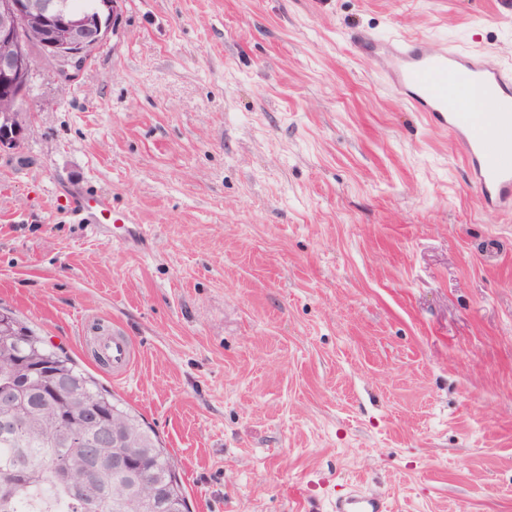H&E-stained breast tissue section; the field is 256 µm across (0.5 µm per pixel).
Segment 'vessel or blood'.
I'll return each mask as SVG.
<instances>
[{"instance_id":"obj_1","label":"vessel or blood","mask_w":512,"mask_h":512,"mask_svg":"<svg viewBox=\"0 0 512 512\" xmlns=\"http://www.w3.org/2000/svg\"><path fill=\"white\" fill-rule=\"evenodd\" d=\"M355 41L361 51L386 55L388 74L401 98L447 129L461 147L479 207L512 211V67L486 53L448 47L435 51L415 37L359 35ZM476 90L482 93L478 113L468 107ZM70 209L97 232L116 221L112 203L103 195L78 197ZM98 349L109 360L113 378L131 371L136 355L128 337H100ZM335 512H383V504L354 494L337 499Z\"/></svg>"}]
</instances>
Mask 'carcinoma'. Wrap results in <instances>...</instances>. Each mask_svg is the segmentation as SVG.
<instances>
[{
  "label": "carcinoma",
  "mask_w": 512,
  "mask_h": 512,
  "mask_svg": "<svg viewBox=\"0 0 512 512\" xmlns=\"http://www.w3.org/2000/svg\"><path fill=\"white\" fill-rule=\"evenodd\" d=\"M10 332L0 335V385L9 383L21 400L7 413L23 420L16 430H0V512H18V500L32 512H117L113 477L102 473L87 482L88 461L72 436L95 437L101 424L132 425L141 436L139 466L167 492L161 512L189 510L176 481L177 463L159 443L153 429L81 369L64 351L45 345L42 337L5 309ZM79 395L97 411L98 421L85 427L72 419L71 404Z\"/></svg>",
  "instance_id": "obj_1"
}]
</instances>
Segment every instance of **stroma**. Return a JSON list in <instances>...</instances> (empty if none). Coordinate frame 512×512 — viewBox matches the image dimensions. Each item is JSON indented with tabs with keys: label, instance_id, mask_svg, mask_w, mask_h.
I'll use <instances>...</instances> for the list:
<instances>
[{
	"label": "stroma",
	"instance_id": "1",
	"mask_svg": "<svg viewBox=\"0 0 512 512\" xmlns=\"http://www.w3.org/2000/svg\"><path fill=\"white\" fill-rule=\"evenodd\" d=\"M360 32L512 65V0H124L0 153V307L143 416L190 512H512V213ZM70 209L75 216L79 217L80 222L91 224L96 232H100L104 224H116L118 221L121 224L135 225V230L138 231L139 224H136L132 216L115 217L111 201L103 195L78 197L71 202ZM98 349L109 360L113 378L121 379L132 370L136 355L127 336H101L98 340ZM336 512H385L383 502L379 499L361 494H354L336 500Z\"/></svg>",
	"mask_w": 512,
	"mask_h": 512
}]
</instances>
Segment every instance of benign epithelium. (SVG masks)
I'll list each match as a JSON object with an SVG mask.
<instances>
[{
    "instance_id": "7a95c632",
    "label": "benign epithelium",
    "mask_w": 512,
    "mask_h": 512,
    "mask_svg": "<svg viewBox=\"0 0 512 512\" xmlns=\"http://www.w3.org/2000/svg\"><path fill=\"white\" fill-rule=\"evenodd\" d=\"M123 0H99L94 13H80L70 0H0V151L20 146L30 113L22 111L30 78L42 63L71 82L116 31ZM112 442V472L117 483L145 481L134 462L136 450L127 431L114 427L100 434Z\"/></svg>"
}]
</instances>
